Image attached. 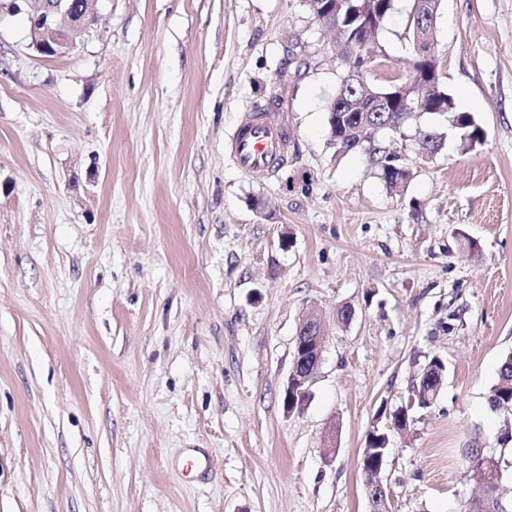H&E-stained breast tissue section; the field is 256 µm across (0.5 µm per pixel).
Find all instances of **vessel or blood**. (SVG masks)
Instances as JSON below:
<instances>
[{"label":"vessel or blood","instance_id":"b4317fda","mask_svg":"<svg viewBox=\"0 0 512 512\" xmlns=\"http://www.w3.org/2000/svg\"><path fill=\"white\" fill-rule=\"evenodd\" d=\"M292 143L280 113L266 107L241 117L230 136L228 152L241 171L270 175L287 162Z\"/></svg>","mask_w":512,"mask_h":512}]
</instances>
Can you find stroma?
Segmentation results:
<instances>
[{
    "label": "stroma",
    "mask_w": 512,
    "mask_h": 512,
    "mask_svg": "<svg viewBox=\"0 0 512 512\" xmlns=\"http://www.w3.org/2000/svg\"><path fill=\"white\" fill-rule=\"evenodd\" d=\"M405 8L378 33L400 70ZM89 10L48 60L0 13V512H371L375 429L392 512H463L481 492L466 448L499 460L512 512V414L488 404L512 353V0H442L444 82L484 140L463 149L421 116L386 144L412 171L397 190L328 145L347 67L305 0ZM267 104L294 136L273 177L225 150ZM421 128L444 136L426 158ZM311 307L329 335L289 414ZM435 356L436 401L400 434L391 415ZM189 455L208 465L187 479Z\"/></svg>",
    "instance_id": "stroma-1"
}]
</instances>
